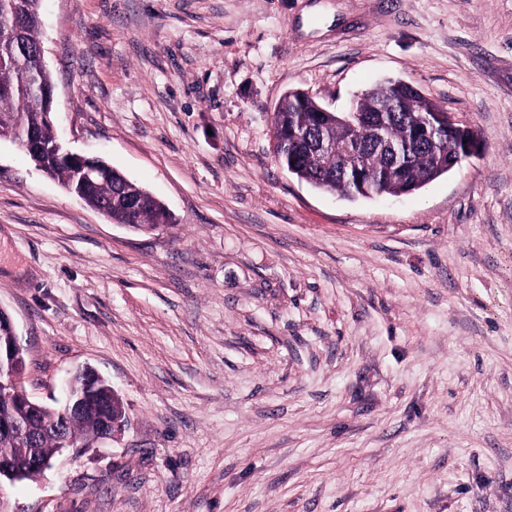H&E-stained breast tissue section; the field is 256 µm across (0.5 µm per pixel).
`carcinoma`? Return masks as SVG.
I'll return each mask as SVG.
<instances>
[{
  "instance_id": "cac0c4a2",
  "label": "carcinoma",
  "mask_w": 512,
  "mask_h": 512,
  "mask_svg": "<svg viewBox=\"0 0 512 512\" xmlns=\"http://www.w3.org/2000/svg\"><path fill=\"white\" fill-rule=\"evenodd\" d=\"M42 0H0V135L33 134L44 143L56 140L53 125L44 117L40 95L52 85V78L38 55L40 47ZM393 102L387 113L386 131L390 143L398 148V158L374 147L375 124L372 121L378 102ZM442 107L414 91L401 81H386L362 94L351 111L362 119L347 126L323 115L326 108L315 98L296 91L285 94L274 112L276 152L287 171L298 179L344 198H368L374 195L402 194L419 189L458 166V155L444 141H415L410 132ZM290 128L308 131V141L282 139ZM329 146L318 152L317 141ZM361 151L367 158L372 181L361 187L351 173L341 169L340 154L346 146ZM48 175L72 190L88 206L105 213L116 224H130L142 231L169 223L165 205L143 187L114 169L111 175L94 183L75 181L74 166L55 156L46 159ZM18 388L0 391V421L12 429L0 431V456L9 459L15 469H27L30 455L36 451L53 456L62 447V439L91 440L100 435L103 422L92 412L73 413L67 407L42 406L29 416L17 407ZM28 431L25 440L19 431Z\"/></svg>"
}]
</instances>
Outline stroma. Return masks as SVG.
I'll return each mask as SVG.
<instances>
[{
  "instance_id": "stroma-1",
  "label": "stroma",
  "mask_w": 512,
  "mask_h": 512,
  "mask_svg": "<svg viewBox=\"0 0 512 512\" xmlns=\"http://www.w3.org/2000/svg\"><path fill=\"white\" fill-rule=\"evenodd\" d=\"M40 41L66 148L172 221L0 140L25 389L63 406L87 366L128 419L0 512H512V0H44ZM388 79L483 151L401 196L288 173L287 91L344 112Z\"/></svg>"
}]
</instances>
